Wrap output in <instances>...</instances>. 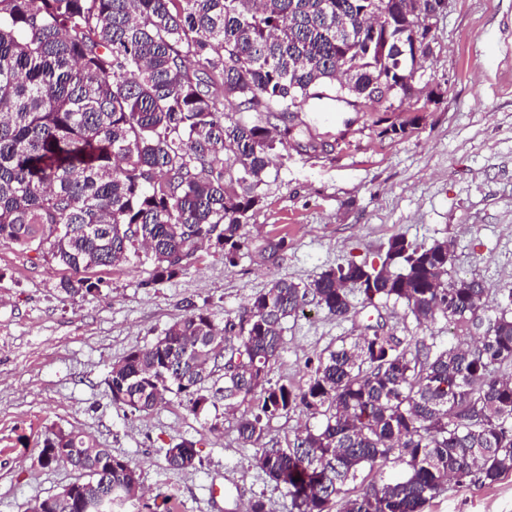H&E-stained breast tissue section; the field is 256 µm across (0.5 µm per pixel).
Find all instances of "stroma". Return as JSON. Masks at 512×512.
<instances>
[{"mask_svg":"<svg viewBox=\"0 0 512 512\" xmlns=\"http://www.w3.org/2000/svg\"><path fill=\"white\" fill-rule=\"evenodd\" d=\"M430 24L421 75L434 101L396 112L304 104L295 122L313 145L280 149L236 264L211 247L172 281L124 264L91 271L97 290L70 296L60 287L70 269L0 245V512H24L75 480L71 466L38 462L58 429L92 434L137 463L156 512H245L257 498L267 512H289L284 490L254 464L255 447L237 440L236 420L252 401L198 416L173 395L146 413L112 401V363L163 336L187 303L220 324L271 280L305 283L349 260L378 261L398 236L451 241L452 273L480 278L486 303L500 302L512 288V0H450ZM281 238L284 251L261 256ZM352 302L345 319L312 305L288 318L272 379L304 384L309 359L368 324L428 343L454 339L445 319L421 325L402 305ZM184 441L201 462L172 469L166 450ZM425 512H512V475L449 484Z\"/></svg>","mask_w":512,"mask_h":512,"instance_id":"stroma-1","label":"stroma"}]
</instances>
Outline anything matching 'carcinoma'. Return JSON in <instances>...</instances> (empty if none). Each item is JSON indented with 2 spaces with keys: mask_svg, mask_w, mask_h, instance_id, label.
Wrapping results in <instances>:
<instances>
[{
  "mask_svg": "<svg viewBox=\"0 0 512 512\" xmlns=\"http://www.w3.org/2000/svg\"><path fill=\"white\" fill-rule=\"evenodd\" d=\"M442 0H0V244L82 273L149 263L155 283L179 276L205 245L235 264L268 168L294 137V114L320 97L385 111L414 93L421 62L399 56ZM235 97L259 121L224 112ZM450 244L389 243L380 266L349 261L299 284L272 281L217 328L192 304L153 344L112 363L113 402L149 412L175 394L198 415L209 402L255 397L237 420L255 464L290 512H424L450 481L512 474V289L485 304L477 277L448 272ZM365 303H401L422 324L441 316L474 337L455 345L391 332L323 350L303 387L270 377L283 325L308 303L339 319ZM222 372L221 379L214 378ZM296 412L314 423L285 443L267 423ZM69 455L75 498L43 512H118L144 489L131 460L80 432L53 431L39 453ZM196 467L190 442L167 449ZM397 470L385 477L384 469ZM379 480L350 494L364 469Z\"/></svg>",
  "mask_w": 512,
  "mask_h": 512,
  "instance_id": "obj_1",
  "label": "carcinoma"
}]
</instances>
